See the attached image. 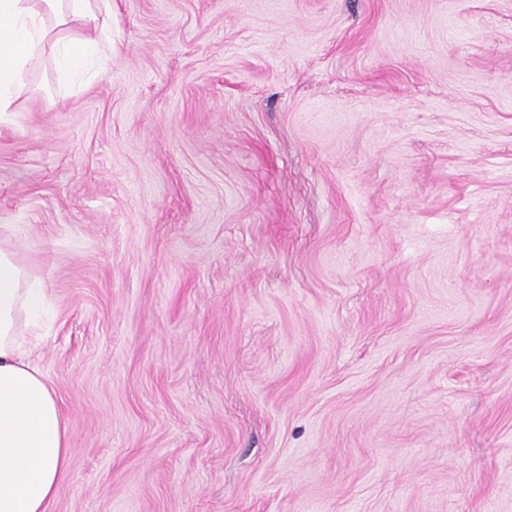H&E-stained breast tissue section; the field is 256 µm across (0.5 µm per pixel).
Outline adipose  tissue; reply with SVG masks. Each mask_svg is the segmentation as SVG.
Wrapping results in <instances>:
<instances>
[{"mask_svg": "<svg viewBox=\"0 0 512 512\" xmlns=\"http://www.w3.org/2000/svg\"><path fill=\"white\" fill-rule=\"evenodd\" d=\"M111 47L112 0H0V112L43 53L67 89ZM48 304L42 280L0 250V512H48L68 476L66 419L34 357Z\"/></svg>", "mask_w": 512, "mask_h": 512, "instance_id": "ef3b65f1", "label": "adipose tissue"}]
</instances>
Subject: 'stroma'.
Segmentation results:
<instances>
[{"instance_id":"stroma-1","label":"stroma","mask_w":512,"mask_h":512,"mask_svg":"<svg viewBox=\"0 0 512 512\" xmlns=\"http://www.w3.org/2000/svg\"><path fill=\"white\" fill-rule=\"evenodd\" d=\"M26 81L49 512H512V0H112Z\"/></svg>"}]
</instances>
